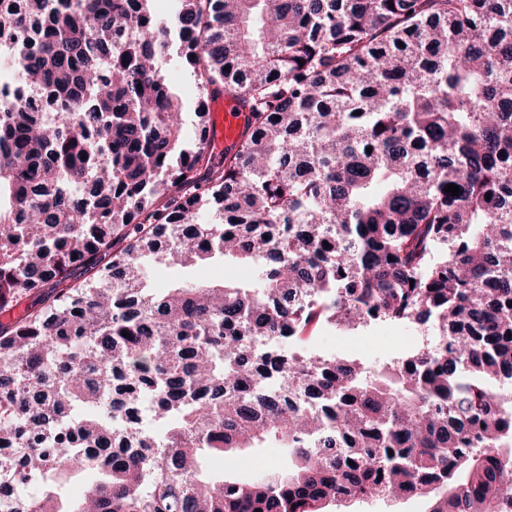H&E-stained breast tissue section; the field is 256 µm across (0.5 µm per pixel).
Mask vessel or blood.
Instances as JSON below:
<instances>
[{"mask_svg":"<svg viewBox=\"0 0 512 512\" xmlns=\"http://www.w3.org/2000/svg\"><path fill=\"white\" fill-rule=\"evenodd\" d=\"M208 134L205 149L213 157L236 151L244 137L250 113L241 99L220 95L208 99Z\"/></svg>","mask_w":512,"mask_h":512,"instance_id":"b4317fda","label":"vessel or blood"}]
</instances>
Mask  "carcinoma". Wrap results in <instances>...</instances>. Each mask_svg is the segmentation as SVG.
<instances>
[{
  "mask_svg": "<svg viewBox=\"0 0 512 512\" xmlns=\"http://www.w3.org/2000/svg\"><path fill=\"white\" fill-rule=\"evenodd\" d=\"M151 3L0 0L19 78L58 103L0 105V312L40 296L0 322V512H496L512 0H175L165 21ZM175 55L249 108L220 163L205 129L185 143ZM215 257L250 280L147 282L152 260ZM328 319L444 342L373 372L258 347ZM270 441L290 467L203 472ZM328 510L335 512H428L429 503L423 498L416 497L408 501L390 503L386 501H377L369 504L347 503L344 505L333 506Z\"/></svg>",
  "mask_w": 512,
  "mask_h": 512,
  "instance_id": "cac0c4a2",
  "label": "carcinoma"
}]
</instances>
